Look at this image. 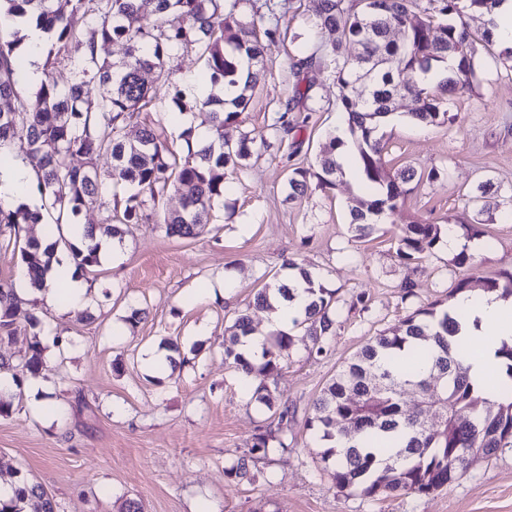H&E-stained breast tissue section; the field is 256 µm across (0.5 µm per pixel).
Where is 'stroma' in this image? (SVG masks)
Returning a JSON list of instances; mask_svg holds the SVG:
<instances>
[{"label": "stroma", "mask_w": 512, "mask_h": 512, "mask_svg": "<svg viewBox=\"0 0 512 512\" xmlns=\"http://www.w3.org/2000/svg\"><path fill=\"white\" fill-rule=\"evenodd\" d=\"M318 9L319 0H285L273 14L266 0H240L236 8L237 16L256 21L258 32L275 29L276 41L265 59L264 83L224 128L230 143L251 138V155L211 224L193 238L167 236L157 224L129 225L119 264L80 272L91 285L89 320L20 294L22 308H36L41 331L70 340L39 372L45 398L64 415L47 422L31 412L25 391L14 394L11 416L0 418V480L20 471L44 486L59 512H122L129 500L140 502L143 512H512V447L476 458L429 495L371 500L336 488L305 426L327 382L370 337L418 307L452 305L458 281L482 289L512 266V72L497 61L496 44L479 43L471 90L448 104L455 121L417 123L402 99L379 128L387 168L409 164L438 177L405 195L369 236L357 237L350 224L361 195L358 173L332 187L311 181L304 197L289 200L291 169L315 166L329 134L346 129L333 63L302 72L293 66L310 48L334 39L315 28ZM203 66L195 46L178 50L171 61L172 81L186 101L199 98ZM304 91L318 100L317 112L306 113ZM280 112L302 125L264 147L261 140L270 138ZM485 181L499 192L481 211L465 197ZM413 222L454 228L486 248L463 265L442 242L403 260L397 238ZM238 224L252 225L251 235L237 237ZM289 259L319 272L340 301L336 335L322 356L296 341L273 392L275 401L296 409L288 445H271L253 469L254 480L240 481L227 469L273 416L225 365L224 331L245 310L254 332L266 334L269 312L253 307V297L283 276ZM231 269L237 288L227 303L209 288ZM406 280L414 284L407 300L400 291ZM360 293L365 307L349 308L347 299ZM136 309L145 310V318L127 324ZM118 322L126 323L124 332H114ZM164 341L178 344L183 361L150 373L143 354Z\"/></svg>", "instance_id": "obj_1"}]
</instances>
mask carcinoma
<instances>
[{
	"instance_id": "carcinoma-1",
	"label": "carcinoma",
	"mask_w": 512,
	"mask_h": 512,
	"mask_svg": "<svg viewBox=\"0 0 512 512\" xmlns=\"http://www.w3.org/2000/svg\"><path fill=\"white\" fill-rule=\"evenodd\" d=\"M240 0H66V12L54 0H0V18L30 16L50 33L59 48L74 42L80 55L61 58L47 52L43 78L33 94L19 95L25 61L18 54L21 37L0 21V100L16 99L17 105L0 109V167L11 163L4 148L17 137L27 143V158L35 163V191L41 201L33 210L0 203V237L19 244L22 225L74 224L83 207L104 196L111 185L135 189L120 213L106 222L89 224L85 248L70 246L74 262L91 267L99 262L100 242L120 237L124 227L149 219L144 197L154 201L174 192L182 207L176 214L155 219L171 236L193 237L198 226L210 223L216 202L224 197L226 180L237 173L249 156L246 140L232 145L222 141L224 126L237 121L254 91L265 80L264 57L275 42L276 31L257 33L255 20L234 16ZM501 0H429L420 7L416 0H320L315 25L339 37L327 48H317L299 58V70L312 68L328 58L334 64L336 103L346 115L357 159L368 187L376 199L350 210L351 225L359 236L372 229L374 218L397 208L410 184L436 177L433 171L417 174L404 168L392 174L383 162L384 144L379 127L392 115L396 100L410 95L408 115L425 125H435L447 116L448 101L472 88L476 75L477 43H490L492 34L471 30L470 13H492ZM153 21L145 22V15ZM398 31L402 41L391 34ZM121 41L125 55L118 61L101 57L98 47ZM196 45L204 58V77L211 92L189 105L172 85L170 61L173 52ZM456 62L449 75L431 85L429 74ZM67 63L72 78L59 87L54 64ZM416 76L403 85L397 75ZM154 75V84L144 75ZM162 89L176 107L170 119L193 107L205 114L217 145L195 149L192 129L180 134L186 146L182 156L167 141L163 128L145 125L137 140H125L124 131L135 114L148 111L156 91ZM344 141L328 138L316 160V170L295 168L288 177V197L304 196L308 179L316 177L325 187L335 186L343 175L340 161ZM81 156V167L70 158ZM112 160L110 169L99 166ZM436 224H407L398 240L397 252L404 259L432 251L440 240ZM59 237L46 248L40 241L26 240L20 247L31 286H44ZM288 268L299 270L313 296L304 315L293 326L304 331L310 354L328 352L336 336L333 294L314 288L307 268L295 261ZM291 288L279 280L264 285L254 296V305L275 309L280 299H291ZM23 320L30 329L40 324L35 309L22 310L15 288L0 283V343L10 340L14 325ZM458 323L449 310L435 302L406 315L399 325L369 338L336 374L313 403L306 427L325 443L321 460L328 465L340 490L357 489L366 498L429 495L448 485L465 471L472 456L495 455L512 447V347L502 350L505 374L497 384L503 402L494 404L471 385L460 358L471 352L454 339ZM224 337V361L251 376L256 398L272 406L270 385L275 383L282 362L289 355L293 335L274 332L263 344L261 359L246 360L239 352L242 339L253 328L246 311L236 315ZM43 348L34 341L28 354L14 366L16 387L24 375L39 372ZM412 387L422 395V406L409 408L404 390ZM439 414L428 421L427 410ZM274 431L257 434L226 474L240 480L254 477L252 465L266 455ZM15 498L0 502V512H56V504L39 482L18 477Z\"/></svg>"
}]
</instances>
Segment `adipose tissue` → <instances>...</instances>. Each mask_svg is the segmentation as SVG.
Listing matches in <instances>:
<instances>
[{
	"instance_id": "adipose-tissue-1",
	"label": "adipose tissue",
	"mask_w": 512,
	"mask_h": 512,
	"mask_svg": "<svg viewBox=\"0 0 512 512\" xmlns=\"http://www.w3.org/2000/svg\"><path fill=\"white\" fill-rule=\"evenodd\" d=\"M34 179L23 162L0 167V202L14 206L27 201ZM40 296L46 303H60L74 312L83 311L89 305L87 283L75 277L66 263L54 265ZM454 306L462 313L458 335L475 349L463 365L472 385L486 390L491 373L500 365V349L512 345V298L503 299L495 293H463L456 298Z\"/></svg>"
}]
</instances>
